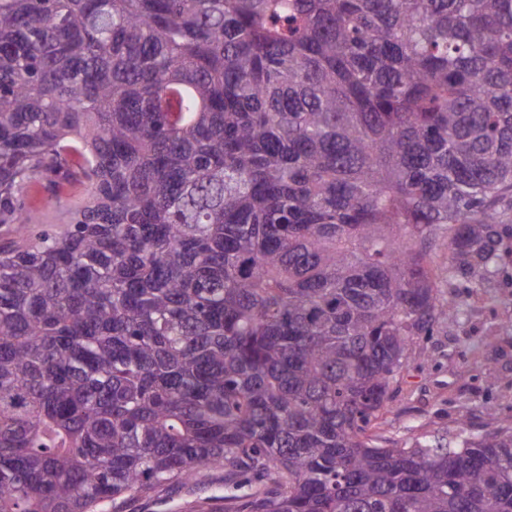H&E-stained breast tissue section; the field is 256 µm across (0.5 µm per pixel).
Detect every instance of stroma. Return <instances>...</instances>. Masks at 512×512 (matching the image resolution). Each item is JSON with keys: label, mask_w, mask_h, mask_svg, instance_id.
<instances>
[{"label": "stroma", "mask_w": 512, "mask_h": 512, "mask_svg": "<svg viewBox=\"0 0 512 512\" xmlns=\"http://www.w3.org/2000/svg\"><path fill=\"white\" fill-rule=\"evenodd\" d=\"M54 192L57 202L47 207L44 188L31 190L28 232L66 231L87 188L65 182ZM454 292L463 312L414 343L387 410L371 430L379 445L407 448L436 437L451 440L464 429L512 427V253L504 255L489 287L459 284ZM256 490L229 480L223 469L209 468L189 483L131 492L123 512H241Z\"/></svg>", "instance_id": "35a3bbf8"}]
</instances>
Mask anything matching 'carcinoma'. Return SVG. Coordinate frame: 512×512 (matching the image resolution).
<instances>
[{
    "mask_svg": "<svg viewBox=\"0 0 512 512\" xmlns=\"http://www.w3.org/2000/svg\"><path fill=\"white\" fill-rule=\"evenodd\" d=\"M511 205L512 0H0V512H512V427L369 434ZM57 203L52 207L43 206L45 189L36 186L30 191L29 206L31 207L32 224H27L29 233L48 229L64 232L68 228L70 213L82 202L87 194L85 185L78 182L61 183L54 189ZM262 486L239 485L224 476V468L201 470L189 483L172 482L132 491L121 512H235ZM242 512V511H241Z\"/></svg>",
    "mask_w": 512,
    "mask_h": 512,
    "instance_id": "obj_1",
    "label": "carcinoma"
}]
</instances>
